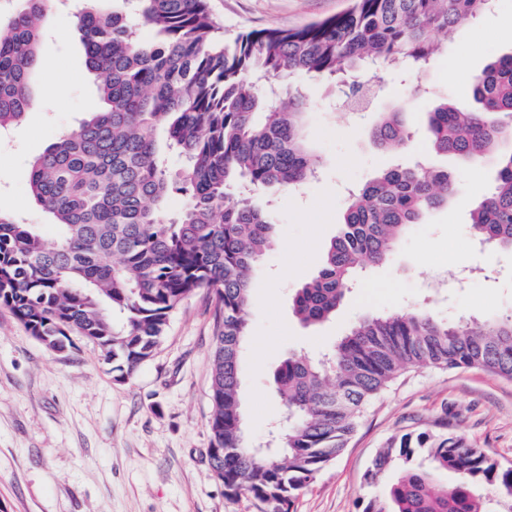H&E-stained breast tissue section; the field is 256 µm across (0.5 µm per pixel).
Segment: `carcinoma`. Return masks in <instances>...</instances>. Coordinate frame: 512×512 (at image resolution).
<instances>
[{
    "label": "carcinoma",
    "instance_id": "obj_1",
    "mask_svg": "<svg viewBox=\"0 0 512 512\" xmlns=\"http://www.w3.org/2000/svg\"><path fill=\"white\" fill-rule=\"evenodd\" d=\"M492 6L352 0L343 13L302 27L231 39L206 0H84L74 19L101 107L31 163V193L56 236L0 213V307L51 350L73 336L93 342L122 380L152 356L187 297L213 292L211 450L225 491L252 496L268 512H288L403 371L480 368L512 379V317L449 322L422 307L378 313L355 323L327 359L282 361L273 387L288 425L275 455L254 454L244 432L239 356L251 273L274 236L269 212L251 195L274 185L296 190L315 174L296 78L347 85L355 96L364 70L421 75L442 52L436 33L471 26ZM50 11L45 0H15L0 15V130L22 123L34 105ZM144 29L154 38L144 39ZM416 93L414 86L382 113L372 130L380 147L409 146L403 112ZM426 135L436 153L462 165L496 154L495 183L472 205L471 224L480 242L512 250V147L501 148L512 143V53L473 73L468 97L436 101ZM457 184L455 173L417 162L353 191L320 269L293 296L299 321L328 320L357 272L386 263ZM174 193L186 199L177 213L168 211ZM393 468L396 478L363 512H487L486 490L500 512H512V467L462 435L406 433L378 452L366 480L375 485ZM436 473L455 480L438 487Z\"/></svg>",
    "mask_w": 512,
    "mask_h": 512
}]
</instances>
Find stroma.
Here are the masks:
<instances>
[{
    "mask_svg": "<svg viewBox=\"0 0 512 512\" xmlns=\"http://www.w3.org/2000/svg\"><path fill=\"white\" fill-rule=\"evenodd\" d=\"M233 37L271 25L292 28L346 10L351 0H207ZM512 0L473 27L439 34L448 46L425 77L427 93L403 119L408 151L393 154L369 137L382 112L399 104L410 83L400 70L360 74L376 93L356 114L336 108L339 87L305 80V133L315 148L317 180L302 190L271 188L255 204L273 203L276 243L252 273L249 338L240 359L243 407L253 442L281 422L283 406L272 378L293 354L319 356L359 320L416 306L450 320L512 316V251H487L473 238L469 211L496 175L494 158L461 169L447 206L427 212L389 261L363 272L335 317L316 328L292 312L297 288L313 277L343 220L349 190L381 171L418 159L455 169L426 138V113L437 97L465 96L469 78L512 51ZM71 12L53 16L40 47L46 67L38 103L0 142V212L20 214L45 236L56 232L30 194L32 160L86 118L96 98ZM65 93H53L55 83ZM483 265L490 277L470 276ZM217 301L206 290L172 315L153 356L117 381L100 350L76 336L57 352L31 336L0 307V512H266L247 495H229L208 458L214 327ZM456 432L512 466V380L479 369H411L366 408L347 447L294 500L291 512H362L376 494L365 474L381 448L408 432Z\"/></svg>",
    "mask_w": 512,
    "mask_h": 512,
    "instance_id": "stroma-1",
    "label": "stroma"
}]
</instances>
